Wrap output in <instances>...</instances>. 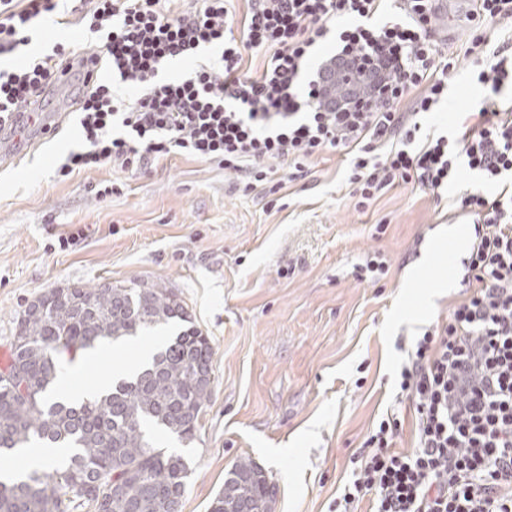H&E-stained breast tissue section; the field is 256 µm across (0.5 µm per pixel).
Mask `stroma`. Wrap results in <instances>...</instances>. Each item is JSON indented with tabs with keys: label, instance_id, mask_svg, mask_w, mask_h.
<instances>
[{
	"label": "stroma",
	"instance_id": "stroma-1",
	"mask_svg": "<svg viewBox=\"0 0 512 512\" xmlns=\"http://www.w3.org/2000/svg\"><path fill=\"white\" fill-rule=\"evenodd\" d=\"M437 22L445 53L459 57L448 98L421 118L422 134L455 135L475 121L484 90L465 55L471 30L490 48L512 31L489 21L471 25L470 0H446ZM44 50L96 44L71 15L44 20ZM77 86L50 92L46 112L65 113L59 131L22 134L18 164L0 167V350L11 349L27 305L53 288L73 284H162L186 306L213 347L214 388L196 438L161 432L162 446L186 457L191 474L182 512H209L228 471L242 458L256 462L275 488L273 512H335L354 459L382 418H404L393 448L415 443L413 409L398 386L399 370L417 337L445 323L467 294L457 280L419 283L422 271L448 261V220L457 201L477 186L460 167L436 198L417 185H397L364 209L354 206L349 158L328 151L303 175L276 164L284 208H266L265 189L234 188L223 168L184 156L155 161L145 171L106 165L68 177L57 169L83 143ZM113 187L98 197L100 183ZM72 236L60 248L59 236ZM389 272L360 279L372 252ZM432 303L415 318L402 307ZM164 342L162 332L74 364L81 382L135 360Z\"/></svg>",
	"mask_w": 512,
	"mask_h": 512
}]
</instances>
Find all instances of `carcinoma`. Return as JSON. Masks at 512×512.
<instances>
[{
	"label": "carcinoma",
	"instance_id": "carcinoma-1",
	"mask_svg": "<svg viewBox=\"0 0 512 512\" xmlns=\"http://www.w3.org/2000/svg\"><path fill=\"white\" fill-rule=\"evenodd\" d=\"M175 320L187 326L111 391L76 405L54 397L60 355L73 360ZM212 356L210 339L160 284L73 285L37 297L19 318L11 362L0 370V457L36 445L70 453L57 468L0 480V512H68L72 504L93 512H182L188 463L156 443L150 428L194 439L213 392ZM6 372L20 374L25 394L8 385ZM273 500L265 472L241 459L210 512H272Z\"/></svg>",
	"mask_w": 512,
	"mask_h": 512
}]
</instances>
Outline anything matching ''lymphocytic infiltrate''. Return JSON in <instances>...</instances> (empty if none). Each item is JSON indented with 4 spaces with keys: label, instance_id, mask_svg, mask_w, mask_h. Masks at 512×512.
<instances>
[{
    "label": "lymphocytic infiltrate",
    "instance_id": "f902f5d3",
    "mask_svg": "<svg viewBox=\"0 0 512 512\" xmlns=\"http://www.w3.org/2000/svg\"><path fill=\"white\" fill-rule=\"evenodd\" d=\"M160 0H86L80 21L101 38L108 79L91 78V48L51 52L0 68V119L43 98L52 80L74 74L81 149L59 174L117 164L143 169L184 155L218 164L251 193L271 183L274 162L303 171L329 150L350 157L349 182L362 209L396 183L441 195L458 166L483 187L464 193L476 218L468 260L475 289L446 324L425 331L402 365L399 388L417 414V446L393 451L402 429L381 419L361 466L336 499L338 512L372 500L374 512H512V108L482 104L461 136L421 137L420 114L448 91L455 57L435 37L434 0H401L403 17L372 18L383 0H247L241 19L224 0L172 16ZM66 0H0V56L26 50L35 20L67 21ZM336 37L334 55L312 69L316 46ZM218 49L196 64L200 50ZM264 49L260 70L242 69L245 49ZM466 54L490 94L512 85V49L490 51L472 37ZM194 62L188 77L163 80L166 61ZM138 96L120 108L113 81ZM410 111H400L402 101Z\"/></svg>",
    "mask_w": 512,
    "mask_h": 512
}]
</instances>
